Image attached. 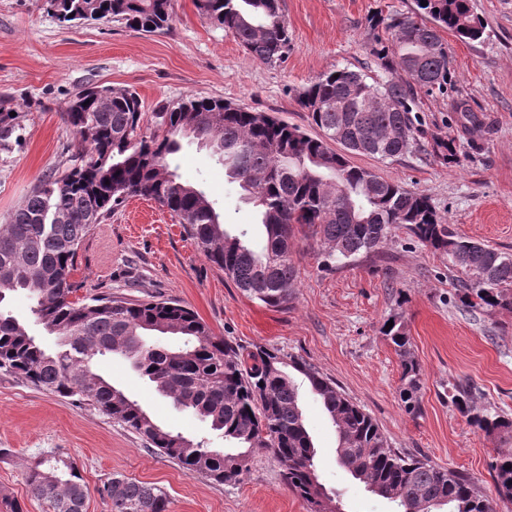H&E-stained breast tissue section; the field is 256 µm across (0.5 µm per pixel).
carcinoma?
<instances>
[{
  "instance_id": "carcinoma-1",
  "label": "carcinoma",
  "mask_w": 512,
  "mask_h": 512,
  "mask_svg": "<svg viewBox=\"0 0 512 512\" xmlns=\"http://www.w3.org/2000/svg\"><path fill=\"white\" fill-rule=\"evenodd\" d=\"M60 22L82 24L110 17L147 34L167 30L172 0H45ZM415 9L385 23L388 42L375 39L373 56L391 78L369 82L349 67L318 76L299 94L322 131L316 137L264 112L221 98L189 95L155 112L143 111L129 89L79 92L64 113L78 148L63 170L41 177L0 224V371L34 387L94 407L142 436L190 474L232 483L259 450L272 452L288 487L311 512H336L315 467L299 387L302 375L336 428L338 462L394 512H486L488 498L454 469L391 448L377 423L306 362L279 350H246L213 334L178 300L74 297L70 281L81 243L129 196L167 209L207 259L250 298L271 307L293 299L294 239L306 228L326 267L379 252L392 231L405 227L458 273L459 300L471 310H512V255L459 237L429 199L375 172L349 155L394 159L411 145L417 121L414 86L447 87L451 79L443 31L478 40L484 33L470 0H414ZM200 14L224 28L255 58L282 62L290 50L288 22L279 0H196ZM208 148L256 211L261 249L248 231H226L224 216L205 191L181 179L170 160L181 142ZM339 145L338 151L333 145ZM436 156L456 161L455 138L437 141ZM26 293L33 322L59 339L45 350L28 323L15 317L10 297ZM382 328L400 359V400L421 410L422 379L402 315ZM178 336L160 346L151 333ZM120 355L162 396L222 434L212 448L157 423L148 412L96 371L98 358ZM451 401L488 436L512 438V417L477 406L468 384L454 386ZM499 496L512 499V452L491 463ZM31 496L50 512H87L89 489L80 470L58 451L35 455L26 472ZM111 512H169L160 489L114 475L103 486Z\"/></svg>"
}]
</instances>
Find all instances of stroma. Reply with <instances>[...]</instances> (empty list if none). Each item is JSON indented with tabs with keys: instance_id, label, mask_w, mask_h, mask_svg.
I'll return each mask as SVG.
<instances>
[{
	"instance_id": "obj_1",
	"label": "stroma",
	"mask_w": 512,
	"mask_h": 512,
	"mask_svg": "<svg viewBox=\"0 0 512 512\" xmlns=\"http://www.w3.org/2000/svg\"><path fill=\"white\" fill-rule=\"evenodd\" d=\"M471 4L484 34L476 41L447 35L453 83L441 92L415 88L421 122L409 151L394 160L351 161L427 195L456 235L512 254V0ZM280 7L292 45L281 63L268 66L201 17L194 0H173L170 28L150 36L109 20L62 25L44 0H0V112L15 115L14 130L0 142V223L76 150L63 114L81 90L129 88L147 112L188 95L223 98L312 134L316 128L298 101L302 89L343 67L387 80L371 52L370 22L408 12L414 0H280ZM450 136L458 157L451 166L433 152L435 140ZM173 165L219 203L229 232L255 223L252 205L209 149L183 142ZM296 241L293 299L288 307H269L227 280L167 211L133 196L83 241L71 278L83 296L179 300L232 345L302 359L369 413L392 447L469 474L495 512H512V500L498 496L490 474L498 449L512 440L477 431L449 399L454 384L467 383L479 404L512 416V312L464 308L447 256L402 227L379 253L329 270L304 235ZM393 313L402 314L420 367L422 404L414 414L402 406L400 361L381 332ZM97 371L158 422L208 436L205 422L173 406L124 357L101 358ZM302 407L318 473L341 492L346 512H388L338 463L336 431L310 391H303ZM50 448L80 468L90 490L87 512H110L101 489L116 474L163 490L170 512H310L286 487L271 453H256L239 481L222 484L187 473L93 408L0 372V512L16 504L47 512L30 498L25 472L35 454Z\"/></svg>"
}]
</instances>
